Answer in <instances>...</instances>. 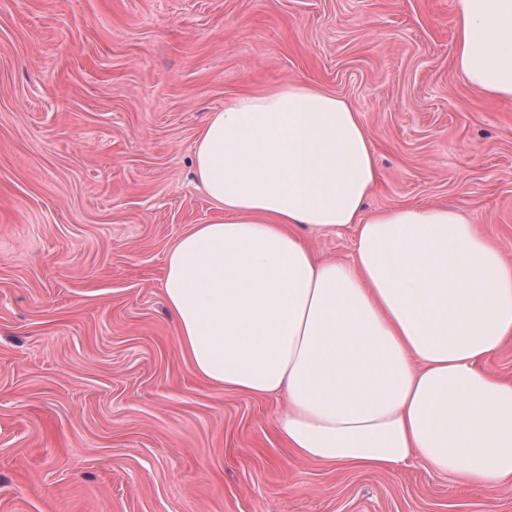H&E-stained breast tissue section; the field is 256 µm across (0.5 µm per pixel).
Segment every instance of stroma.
<instances>
[{
  "label": "stroma",
  "instance_id": "obj_1",
  "mask_svg": "<svg viewBox=\"0 0 512 512\" xmlns=\"http://www.w3.org/2000/svg\"><path fill=\"white\" fill-rule=\"evenodd\" d=\"M454 0H0V512H512L462 485L294 461L284 397L198 379L166 256L219 217L193 144L303 80L360 112L366 209L448 205L512 260V100L454 66Z\"/></svg>",
  "mask_w": 512,
  "mask_h": 512
}]
</instances>
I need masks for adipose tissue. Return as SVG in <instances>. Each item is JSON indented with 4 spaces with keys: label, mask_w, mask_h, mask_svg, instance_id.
I'll return each mask as SVG.
<instances>
[{
    "label": "adipose tissue",
    "mask_w": 512,
    "mask_h": 512,
    "mask_svg": "<svg viewBox=\"0 0 512 512\" xmlns=\"http://www.w3.org/2000/svg\"><path fill=\"white\" fill-rule=\"evenodd\" d=\"M454 65L512 99V0H454ZM221 215L169 249L163 291L202 381L285 394L294 459L463 483L512 480V382L485 361L512 341V262L459 209L364 215L379 177L359 112L304 81L224 101L194 143ZM355 227L349 260L309 237Z\"/></svg>",
    "instance_id": "ef3b65f1"
}]
</instances>
